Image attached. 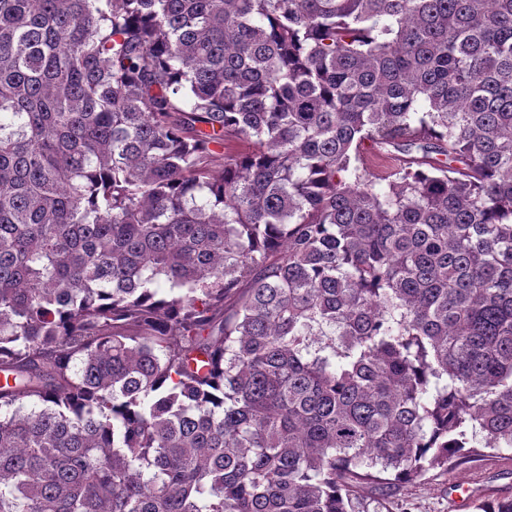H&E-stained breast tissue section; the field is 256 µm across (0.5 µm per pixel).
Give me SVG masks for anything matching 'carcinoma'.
Returning a JSON list of instances; mask_svg holds the SVG:
<instances>
[{
	"label": "carcinoma",
	"mask_w": 512,
	"mask_h": 512,
	"mask_svg": "<svg viewBox=\"0 0 512 512\" xmlns=\"http://www.w3.org/2000/svg\"><path fill=\"white\" fill-rule=\"evenodd\" d=\"M480 448L512 0H0V512H364Z\"/></svg>",
	"instance_id": "carcinoma-1"
}]
</instances>
